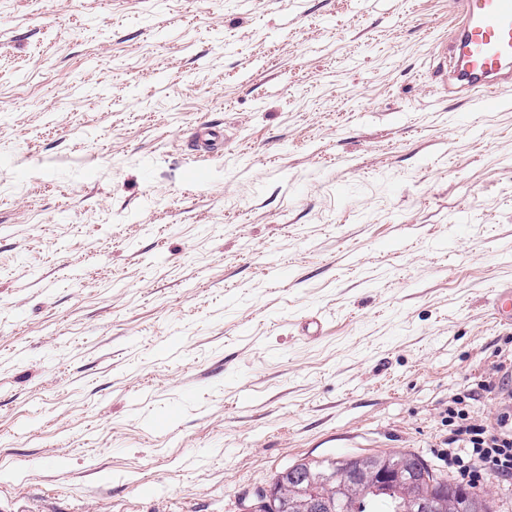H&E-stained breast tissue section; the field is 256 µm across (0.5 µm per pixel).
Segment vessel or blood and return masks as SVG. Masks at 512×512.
<instances>
[{
    "instance_id": "obj_1",
    "label": "vessel or blood",
    "mask_w": 512,
    "mask_h": 512,
    "mask_svg": "<svg viewBox=\"0 0 512 512\" xmlns=\"http://www.w3.org/2000/svg\"><path fill=\"white\" fill-rule=\"evenodd\" d=\"M461 43L453 63L459 90L482 92L486 109H494L496 88L512 84V0H458ZM224 141L218 125H202L192 134L190 147L199 154H215Z\"/></svg>"
}]
</instances>
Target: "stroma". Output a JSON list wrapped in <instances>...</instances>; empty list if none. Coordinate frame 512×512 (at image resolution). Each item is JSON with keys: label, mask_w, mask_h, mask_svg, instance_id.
Wrapping results in <instances>:
<instances>
[{"label": "stroma", "mask_w": 512, "mask_h": 512, "mask_svg": "<svg viewBox=\"0 0 512 512\" xmlns=\"http://www.w3.org/2000/svg\"><path fill=\"white\" fill-rule=\"evenodd\" d=\"M459 25L0 0V512H247L303 458L447 472L449 401L512 354V84L458 90ZM224 142V130L216 124L201 125L195 129L190 143L191 150L199 156L213 155Z\"/></svg>", "instance_id": "35a3bbf8"}]
</instances>
